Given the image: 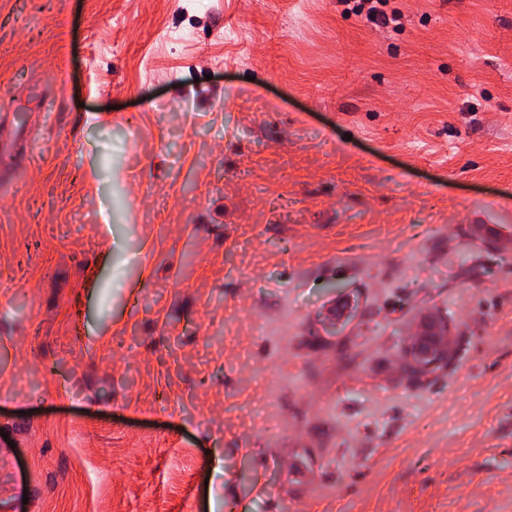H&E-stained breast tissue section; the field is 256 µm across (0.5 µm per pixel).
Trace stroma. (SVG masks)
<instances>
[{"mask_svg":"<svg viewBox=\"0 0 512 512\" xmlns=\"http://www.w3.org/2000/svg\"><path fill=\"white\" fill-rule=\"evenodd\" d=\"M389 6L0 0V512H512V0ZM388 0H357L353 1V6L350 5L352 0H338V3H341L343 5H346L345 8L346 12L354 13L355 15H363L365 16V19L376 23L380 21L381 23L388 24L397 21L398 15L396 11H393L391 17L387 15V13L384 10H381L376 4H379L381 6H384L387 4ZM366 4H371L367 7L365 10ZM2 110L0 113V159L1 162L9 160L14 154V140L10 136L13 131H17L22 128L25 124V120L20 113L5 112ZM450 330L446 320L425 317L412 342L405 347V366L409 371L423 374L448 355Z\"/></svg>","mask_w":512,"mask_h":512,"instance_id":"stroma-1","label":"stroma"}]
</instances>
